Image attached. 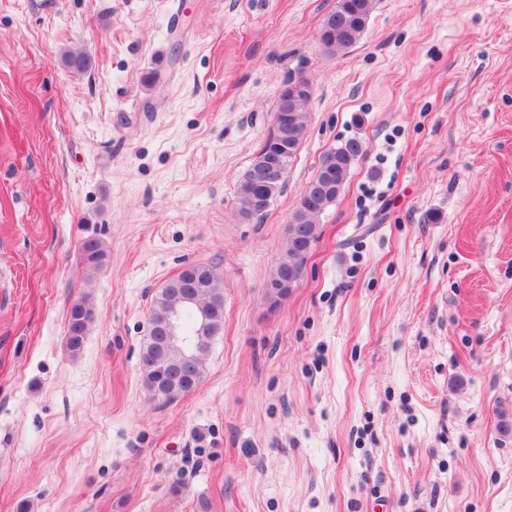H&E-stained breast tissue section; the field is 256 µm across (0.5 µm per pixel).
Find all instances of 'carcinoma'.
Here are the masks:
<instances>
[{"instance_id":"obj_1","label":"carcinoma","mask_w":512,"mask_h":512,"mask_svg":"<svg viewBox=\"0 0 512 512\" xmlns=\"http://www.w3.org/2000/svg\"><path fill=\"white\" fill-rule=\"evenodd\" d=\"M374 3L375 0H336V6L325 16L321 25L322 44L332 51L354 45L365 31ZM276 112L284 114V117L273 123L271 132L255 153L237 190L238 213L247 221L266 214L267 209L259 207V200H264L269 206L283 191L288 169L307 129L309 116L303 109V100L285 101L280 98ZM270 154L279 156L283 170L279 180H271L266 175V161ZM362 154L363 144L356 138L324 154V157L332 158L334 164L326 170L319 169L301 194L288 224V247L271 278H278L287 270L303 266L305 258L299 257V248L316 242L320 216L336 202L352 165ZM106 257L100 240L91 238L83 243L82 259L87 269L100 270ZM188 291L194 293L196 305L209 312V332L219 334L224 327V291L214 273L200 288L196 287L190 271L186 269L168 279L151 303L150 324L157 327L169 314L182 310L183 329L192 332L196 319L194 313L187 310L189 303L185 301L184 294ZM92 318L93 308L87 298L81 297L72 302L67 328L70 351H80ZM183 356L181 342L166 340L153 331L148 332L139 364L142 384L149 400L171 403L200 385L206 372L207 353L197 354L186 367L181 366Z\"/></svg>"}]
</instances>
